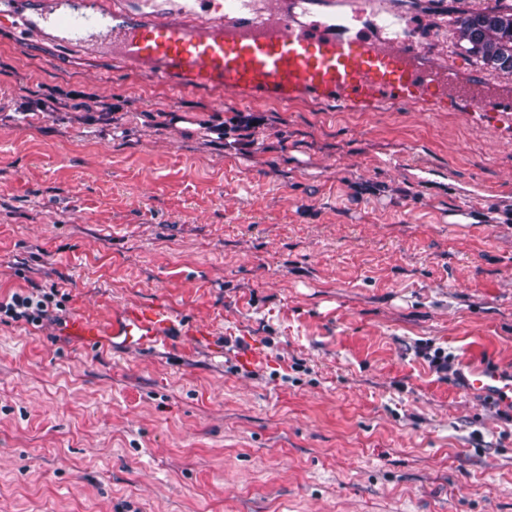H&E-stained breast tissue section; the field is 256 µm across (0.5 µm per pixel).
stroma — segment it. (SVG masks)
Returning <instances> with one entry per match:
<instances>
[{
	"mask_svg": "<svg viewBox=\"0 0 512 512\" xmlns=\"http://www.w3.org/2000/svg\"><path fill=\"white\" fill-rule=\"evenodd\" d=\"M395 2L482 67L457 20L491 0ZM71 90L114 109L19 112ZM20 289L65 299L0 323V512H512V406L426 356L512 372V136L469 113L227 105L0 31ZM158 303L190 330L159 350L66 331Z\"/></svg>",
	"mask_w": 512,
	"mask_h": 512,
	"instance_id": "obj_1",
	"label": "stroma"
}]
</instances>
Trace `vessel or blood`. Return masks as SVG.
Instances as JSON below:
<instances>
[{"label": "vessel or blood", "instance_id": "b4317fda", "mask_svg": "<svg viewBox=\"0 0 512 512\" xmlns=\"http://www.w3.org/2000/svg\"><path fill=\"white\" fill-rule=\"evenodd\" d=\"M348 8L341 20L298 21L301 0H101L90 15L60 0H0V29L21 36L55 32L69 47L100 46L142 75L231 98L290 104L330 102L349 111L427 107L472 112L481 123L512 131V99H493L485 73L460 75L430 61L415 27L391 0H325ZM178 325L168 307L129 310L108 328L77 320L68 332L94 341L121 339L153 347ZM460 389L508 404L512 376L485 363L457 376Z\"/></svg>", "mask_w": 512, "mask_h": 512}]
</instances>
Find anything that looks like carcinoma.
Listing matches in <instances>:
<instances>
[{
	"instance_id": "1",
	"label": "carcinoma",
	"mask_w": 512,
	"mask_h": 512,
	"mask_svg": "<svg viewBox=\"0 0 512 512\" xmlns=\"http://www.w3.org/2000/svg\"><path fill=\"white\" fill-rule=\"evenodd\" d=\"M463 38L486 61L512 72V5H499L458 19Z\"/></svg>"
}]
</instances>
